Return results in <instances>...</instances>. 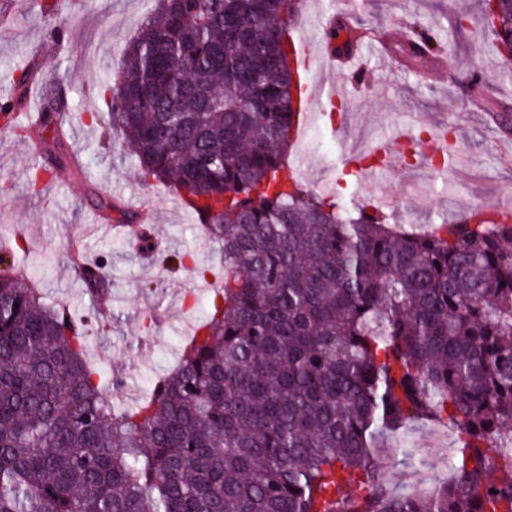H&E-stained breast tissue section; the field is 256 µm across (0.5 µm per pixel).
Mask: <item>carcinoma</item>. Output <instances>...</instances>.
Instances as JSON below:
<instances>
[{"label":"carcinoma","mask_w":512,"mask_h":512,"mask_svg":"<svg viewBox=\"0 0 512 512\" xmlns=\"http://www.w3.org/2000/svg\"><path fill=\"white\" fill-rule=\"evenodd\" d=\"M98 90L108 148L168 183L224 250V287L143 402L121 407L88 329L0 271V512H512V221L427 233L281 175L298 129V0H158ZM480 25L512 63V7ZM422 31L402 52L440 51ZM39 126L60 123L52 85ZM52 168L67 156L47 142ZM103 296L112 275L82 268ZM457 436L456 478L389 493L383 432Z\"/></svg>","instance_id":"obj_1"}]
</instances>
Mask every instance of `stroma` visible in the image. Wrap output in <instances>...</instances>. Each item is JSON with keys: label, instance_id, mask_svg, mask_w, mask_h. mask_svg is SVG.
Segmentation results:
<instances>
[{"label": "stroma", "instance_id": "obj_1", "mask_svg": "<svg viewBox=\"0 0 512 512\" xmlns=\"http://www.w3.org/2000/svg\"><path fill=\"white\" fill-rule=\"evenodd\" d=\"M311 6V13L300 15L296 31L312 35L340 19L347 33L361 39L362 86L338 68L311 73L313 83L331 82L337 92H353L350 140L367 152L382 139L447 127L456 150L444 171L399 159L346 188L337 123L321 104L303 139L288 148L284 168L303 165L309 187L331 181L335 195L351 206L392 197L390 223L419 233L456 221L474 206L505 210L512 203V131L504 132L487 113L470 105L480 95L512 108V81L500 77L504 62L493 48L494 36L477 29L481 0H351L346 7L340 0H311ZM154 7L155 0H91L79 17L62 18L61 51L44 59L41 81L27 93L26 110L37 111L45 84L65 77V143L81 158V171H54L38 191H31L29 174L38 156L14 131H0V248L26 241L25 251L16 257L25 281L41 288L48 302L67 304L91 325L87 358L111 376L108 395L124 406L140 402L153 381L176 365L187 320L203 316L212 296L195 266L220 263L217 244L180 209L175 189L162 183L141 185L133 157L102 143L108 114L97 91L98 79L118 68L124 43ZM457 14L467 17L464 28L451 26ZM0 21L5 24L0 33L2 103L15 97L11 74L28 63L33 47L46 42L49 24L39 0H0ZM420 27L435 41L454 42L453 57L405 61L400 48L411 29ZM106 196L118 208L104 219L98 203ZM127 212L135 213L150 231L149 241L112 236L109 224L122 223ZM78 245L84 262L103 264L111 272L110 295L88 297L72 260ZM191 295L197 299L192 309L185 304ZM105 313L110 330L94 332L97 318ZM433 429L425 420L410 423L413 452L385 475L391 493L410 494L408 476L416 465L428 484L444 483L431 441Z\"/></svg>", "mask_w": 512, "mask_h": 512}]
</instances>
